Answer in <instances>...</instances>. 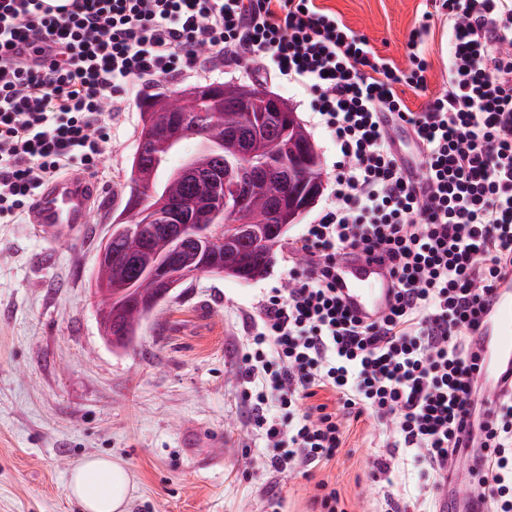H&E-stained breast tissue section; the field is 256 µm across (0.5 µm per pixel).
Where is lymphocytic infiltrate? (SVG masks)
<instances>
[{
	"mask_svg": "<svg viewBox=\"0 0 512 512\" xmlns=\"http://www.w3.org/2000/svg\"><path fill=\"white\" fill-rule=\"evenodd\" d=\"M42 2L0 0V224L70 171L97 173L135 89L196 72L200 49L225 65L248 47L258 77L309 93L336 149L330 201L294 243L304 266L248 314L240 378L264 467L308 474L367 412L432 496L472 440L487 512H512V392L476 402L472 344L512 273V0H426L406 71L315 0H74L56 14ZM437 22L448 89L414 111L398 89L425 93L422 45ZM400 131L419 173L401 160ZM353 250L379 253L394 280L372 322L336 294V263Z\"/></svg>",
	"mask_w": 512,
	"mask_h": 512,
	"instance_id": "lymphocytic-infiltrate-1",
	"label": "lymphocytic infiltrate"
}]
</instances>
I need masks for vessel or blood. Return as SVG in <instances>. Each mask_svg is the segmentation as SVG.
Returning <instances> with one entry per match:
<instances>
[{"label": "vessel or blood", "instance_id": "vessel-or-blood-1", "mask_svg": "<svg viewBox=\"0 0 512 512\" xmlns=\"http://www.w3.org/2000/svg\"><path fill=\"white\" fill-rule=\"evenodd\" d=\"M98 184L83 175L68 176L48 185L36 198L30 221L39 227L63 233L88 223ZM336 288L350 314L372 320L386 312L393 299L392 282L386 268L363 256H350L336 272ZM479 361L484 391L495 397L512 381V277L501 280L482 314ZM483 512L482 492L474 483L441 489L437 512Z\"/></svg>", "mask_w": 512, "mask_h": 512}]
</instances>
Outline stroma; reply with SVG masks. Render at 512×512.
<instances>
[{"mask_svg": "<svg viewBox=\"0 0 512 512\" xmlns=\"http://www.w3.org/2000/svg\"><path fill=\"white\" fill-rule=\"evenodd\" d=\"M316 4L407 67L423 0ZM441 35L437 27L426 40L428 91L406 93L412 110L448 86ZM143 103L131 95L112 125L88 224L61 235L24 218L0 224V512H82L67 479L98 455L133 475L127 512H318L312 497L320 482L339 492L346 512H432L412 456L389 447L385 425L367 414L336 457L308 475L261 464L264 442L249 424L240 378L247 314L303 264L292 243L313 214L289 227L264 279L187 280L143 322L133 346L106 341L91 279L112 217L125 205ZM377 459L387 473L374 475ZM273 492L275 511L267 505Z\"/></svg>", "mask_w": 512, "mask_h": 512, "instance_id": "1", "label": "stroma"}]
</instances>
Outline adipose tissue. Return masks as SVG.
<instances>
[{"mask_svg": "<svg viewBox=\"0 0 512 512\" xmlns=\"http://www.w3.org/2000/svg\"><path fill=\"white\" fill-rule=\"evenodd\" d=\"M132 488L126 467L106 457H91L79 463L66 484L68 496L75 499L82 512H125Z\"/></svg>", "mask_w": 512, "mask_h": 512, "instance_id": "adipose-tissue-1", "label": "adipose tissue"}]
</instances>
